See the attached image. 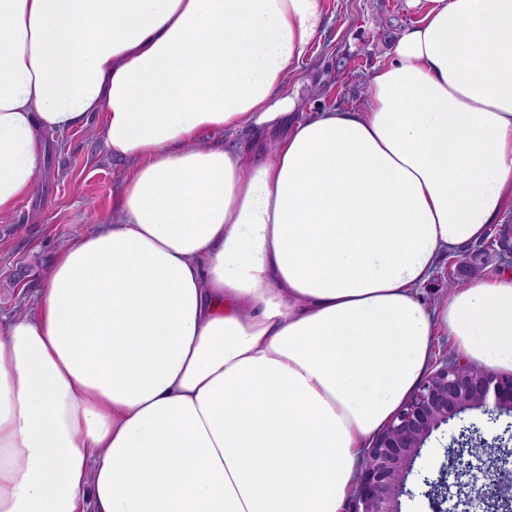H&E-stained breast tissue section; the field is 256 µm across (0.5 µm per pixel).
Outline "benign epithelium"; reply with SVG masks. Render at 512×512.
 Here are the masks:
<instances>
[{"mask_svg": "<svg viewBox=\"0 0 512 512\" xmlns=\"http://www.w3.org/2000/svg\"><path fill=\"white\" fill-rule=\"evenodd\" d=\"M471 409L496 420L512 415V373L480 369L443 358L425 373L388 424L365 449L348 512H402L401 497H414L407 481L414 463L433 433ZM479 429L464 427L452 437L438 475L425 477L421 496L432 512H448L446 504H493L512 512V469L507 468L512 435H498L481 453L472 448Z\"/></svg>", "mask_w": 512, "mask_h": 512, "instance_id": "benign-epithelium-1", "label": "benign epithelium"}]
</instances>
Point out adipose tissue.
I'll list each match as a JSON object with an SVG mask.
<instances>
[{
  "mask_svg": "<svg viewBox=\"0 0 512 512\" xmlns=\"http://www.w3.org/2000/svg\"><path fill=\"white\" fill-rule=\"evenodd\" d=\"M410 2L366 104L301 119L322 0H0V213L47 133L134 164L0 322V512H341L437 330L512 372L511 270L416 293L512 209V0ZM228 138L250 145L255 150H261L268 144V142L275 140L276 135L268 131H258L246 126L233 133L224 131L215 132L211 135L210 140L224 142V139L227 140Z\"/></svg>",
  "mask_w": 512,
  "mask_h": 512,
  "instance_id": "ef3b65f1",
  "label": "adipose tissue"
}]
</instances>
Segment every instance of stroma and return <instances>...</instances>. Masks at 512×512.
<instances>
[{
    "label": "stroma",
    "instance_id": "stroma-1",
    "mask_svg": "<svg viewBox=\"0 0 512 512\" xmlns=\"http://www.w3.org/2000/svg\"><path fill=\"white\" fill-rule=\"evenodd\" d=\"M323 30L308 55L289 76L285 91L297 97V110L311 116L363 101L369 73L390 57L392 44L382 38L381 21L404 28L417 20L408 0H322ZM347 58L344 75L336 61ZM48 150L37 190L0 215V319L29 311L59 247L112 216L115 189L134 164L112 158L105 147L99 118L64 134L47 137ZM484 437L501 434L502 424L469 410L434 432L416 460L410 483L420 482L424 461L442 457L452 435L468 426Z\"/></svg>",
    "mask_w": 512,
    "mask_h": 512
}]
</instances>
